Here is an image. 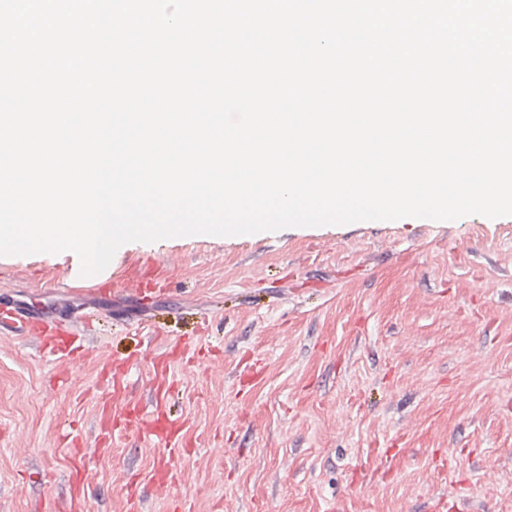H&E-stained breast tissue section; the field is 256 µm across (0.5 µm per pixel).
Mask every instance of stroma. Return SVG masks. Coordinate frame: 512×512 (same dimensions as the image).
I'll return each instance as SVG.
<instances>
[{
    "label": "stroma",
    "instance_id": "obj_1",
    "mask_svg": "<svg viewBox=\"0 0 512 512\" xmlns=\"http://www.w3.org/2000/svg\"><path fill=\"white\" fill-rule=\"evenodd\" d=\"M171 257L131 242L115 265L152 259L169 280L138 334L111 309L92 355L71 363L35 340L0 339V512H62L83 459L84 512H512V216L404 218L252 235L187 236ZM68 256H0V294L56 300ZM207 357L174 366L164 411L181 424L174 482L158 490L157 445L117 435L97 450L99 365L137 360L128 401H148L166 343ZM261 375H254V368ZM84 437L74 451L62 430ZM498 489L484 490L487 473Z\"/></svg>",
    "mask_w": 512,
    "mask_h": 512
}]
</instances>
